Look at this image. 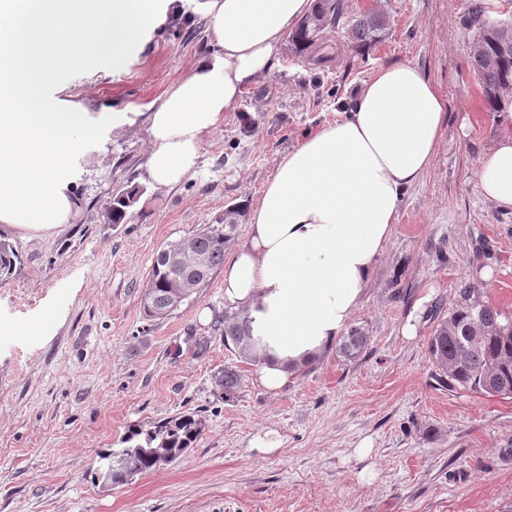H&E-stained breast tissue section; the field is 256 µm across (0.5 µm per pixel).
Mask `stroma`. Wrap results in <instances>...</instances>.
Masks as SVG:
<instances>
[{
	"label": "stroma",
	"mask_w": 512,
	"mask_h": 512,
	"mask_svg": "<svg viewBox=\"0 0 512 512\" xmlns=\"http://www.w3.org/2000/svg\"><path fill=\"white\" fill-rule=\"evenodd\" d=\"M471 3L346 0L355 15L384 10L388 39L359 53L336 34L321 67L283 46L208 135L197 173L173 188L143 178L145 113L207 51L206 20L165 23L118 69L61 71L50 96L134 120L73 156L79 205L66 224L40 237L8 232L21 263L0 282V512H512V398L440 386L427 348L474 274L486 302L512 314V211L476 185L503 125L470 65ZM401 61L436 83L448 111L352 317L370 338L366 352L347 361L328 349L266 391L256 363L216 328L230 307L220 271L146 322L140 299L156 251L226 208H249L284 153L350 109L378 66ZM134 184L143 192L126 222L106 223L112 194ZM228 367L242 378L230 402L215 391ZM189 409L206 428L176 462L123 485L96 480L100 453L119 448L129 426ZM267 428L280 448L251 447Z\"/></svg>",
	"instance_id": "35a3bbf8"
}]
</instances>
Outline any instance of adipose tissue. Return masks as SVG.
<instances>
[{"label": "adipose tissue", "mask_w": 512, "mask_h": 512, "mask_svg": "<svg viewBox=\"0 0 512 512\" xmlns=\"http://www.w3.org/2000/svg\"><path fill=\"white\" fill-rule=\"evenodd\" d=\"M314 0H0V224L42 235L77 202L69 160L123 112L95 121L58 106L47 89L81 58L118 68L167 15L203 16L210 50L148 114L145 174L170 188L195 172L206 136L265 74ZM409 62L378 67L354 107L285 153L248 209L245 242L224 257V298L251 320L258 378L270 392L313 363L354 315L392 237L403 190L431 166L447 110ZM481 155L480 194L512 211V113Z\"/></svg>", "instance_id": "ef3b65f1"}]
</instances>
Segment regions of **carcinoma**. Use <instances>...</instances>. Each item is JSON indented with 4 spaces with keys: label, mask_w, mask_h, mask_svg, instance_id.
<instances>
[{
    "label": "carcinoma",
    "mask_w": 512,
    "mask_h": 512,
    "mask_svg": "<svg viewBox=\"0 0 512 512\" xmlns=\"http://www.w3.org/2000/svg\"><path fill=\"white\" fill-rule=\"evenodd\" d=\"M484 2L471 5L466 26L476 29L471 52V67L484 93L490 112H505L512 105V25H490L481 15ZM343 32L351 48L361 51L382 42L389 35L386 18L379 12L359 16L347 12L344 0H316L314 12L290 36L296 54L317 66L332 59L327 51L332 37ZM139 190H121L109 201L106 219L120 224L132 207ZM242 217L240 209L229 207L215 224H203L189 240L192 253L183 261L173 259L170 250L160 249L148 273L141 299L145 320L152 322L179 307L175 297L189 298L217 270L224 267V252L236 238ZM21 257L15 246L0 235V280L9 279ZM483 289L464 280L456 291L455 310L438 321L428 342V351L439 371V380L448 389L484 392L512 397V315L484 303ZM224 343L233 345L240 357L257 360L255 342L248 320L241 311H224ZM370 337L361 327L351 328L342 337L337 353L355 360L369 346ZM215 385L224 400L237 397L239 375L226 369ZM205 429L195 412L183 411L143 429H128L122 443L100 457L99 477L113 485L126 483L127 470L146 473L159 467L156 454L180 458L200 439Z\"/></svg>",
    "instance_id": "cac0c4a2"
}]
</instances>
